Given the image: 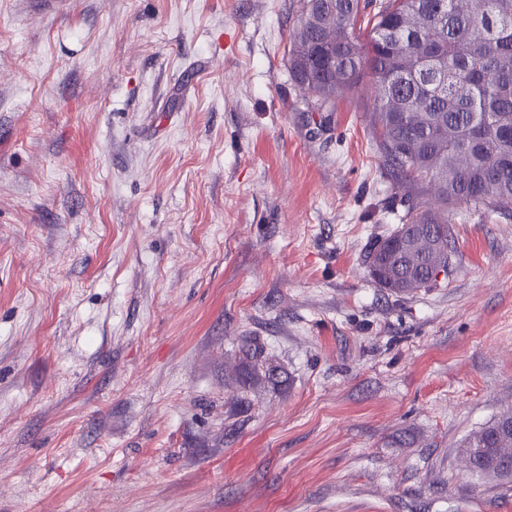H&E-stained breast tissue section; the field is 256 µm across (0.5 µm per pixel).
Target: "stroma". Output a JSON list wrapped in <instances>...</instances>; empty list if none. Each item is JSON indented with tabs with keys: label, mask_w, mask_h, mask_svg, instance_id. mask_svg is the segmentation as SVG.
I'll list each match as a JSON object with an SVG mask.
<instances>
[{
	"label": "stroma",
	"mask_w": 512,
	"mask_h": 512,
	"mask_svg": "<svg viewBox=\"0 0 512 512\" xmlns=\"http://www.w3.org/2000/svg\"><path fill=\"white\" fill-rule=\"evenodd\" d=\"M299 7L0 0V512H512L461 454L512 411V220L376 285L406 205L368 99L290 81ZM238 354L239 358L247 364V370L243 375L244 381L251 380L252 376L261 375L273 385L286 386L288 382L286 374L272 366L265 356L263 344L257 338L243 337L238 347Z\"/></svg>",
	"instance_id": "stroma-1"
}]
</instances>
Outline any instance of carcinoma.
I'll return each mask as SVG.
<instances>
[{"label": "carcinoma", "instance_id": "cac0c4a2", "mask_svg": "<svg viewBox=\"0 0 512 512\" xmlns=\"http://www.w3.org/2000/svg\"><path fill=\"white\" fill-rule=\"evenodd\" d=\"M287 65L320 112L347 91L370 97L368 126L407 203L368 252L380 287L415 294L448 270V206L512 218V0H300ZM238 354L244 379L287 384L257 338L243 337ZM491 423L463 457L509 481L497 468H512V421Z\"/></svg>", "mask_w": 512, "mask_h": 512}]
</instances>
